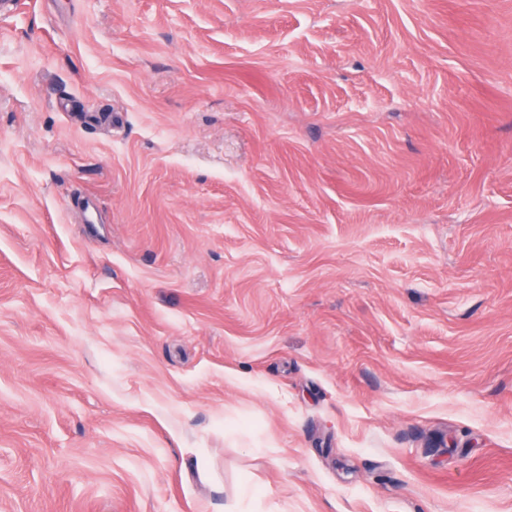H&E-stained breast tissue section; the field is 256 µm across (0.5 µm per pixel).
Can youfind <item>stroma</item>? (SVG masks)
<instances>
[{
	"label": "stroma",
	"mask_w": 512,
	"mask_h": 512,
	"mask_svg": "<svg viewBox=\"0 0 512 512\" xmlns=\"http://www.w3.org/2000/svg\"><path fill=\"white\" fill-rule=\"evenodd\" d=\"M0 512H512V0H0Z\"/></svg>",
	"instance_id": "35a3bbf8"
}]
</instances>
